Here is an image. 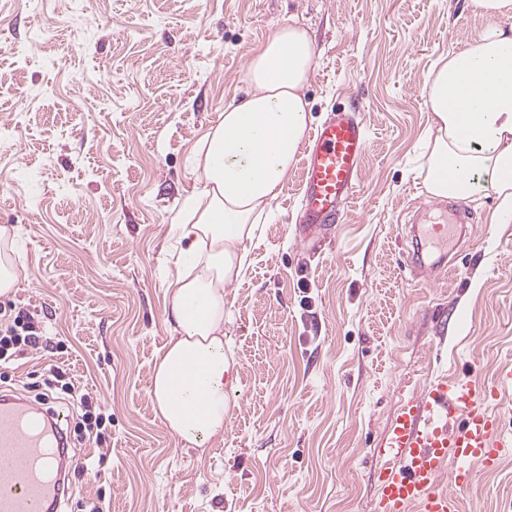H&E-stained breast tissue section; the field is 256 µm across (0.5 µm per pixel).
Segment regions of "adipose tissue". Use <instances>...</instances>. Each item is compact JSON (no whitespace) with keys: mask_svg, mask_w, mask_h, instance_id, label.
<instances>
[{"mask_svg":"<svg viewBox=\"0 0 512 512\" xmlns=\"http://www.w3.org/2000/svg\"><path fill=\"white\" fill-rule=\"evenodd\" d=\"M467 8L484 18L483 29L441 55L424 80L423 186L433 197L493 198L491 223L511 224L512 0H467ZM315 67L305 29H276L247 63L250 93L225 106L193 155L203 185L175 217L184 262L165 290L171 334L149 390L156 417L190 448L224 433L238 381L224 351L225 289L246 276L248 246L307 136L303 90Z\"/></svg>","mask_w":512,"mask_h":512,"instance_id":"adipose-tissue-1","label":"adipose tissue"}]
</instances>
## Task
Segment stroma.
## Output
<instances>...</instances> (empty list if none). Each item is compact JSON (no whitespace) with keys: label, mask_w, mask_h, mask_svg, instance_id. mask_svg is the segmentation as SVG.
I'll return each mask as SVG.
<instances>
[{"label":"stroma","mask_w":512,"mask_h":512,"mask_svg":"<svg viewBox=\"0 0 512 512\" xmlns=\"http://www.w3.org/2000/svg\"><path fill=\"white\" fill-rule=\"evenodd\" d=\"M295 22L318 67L312 123L356 106L369 148L346 219L305 231L299 171L272 202L248 275L226 289L238 370L223 438L189 448L154 415L172 219L196 194L192 156L249 58ZM466 0H0V225L18 233L19 282L0 308L31 313L61 353L22 354L0 390L35 404L58 365L110 422L106 457L72 441L65 512H374L377 450L408 397L441 377L512 364V224L468 203L463 245L424 279L400 270L429 126L425 75L484 27ZM512 459L475 468L462 512H504Z\"/></svg>","instance_id":"obj_1"}]
</instances>
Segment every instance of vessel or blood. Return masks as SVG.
Returning <instances> with one entry per match:
<instances>
[{
  "instance_id": "vessel-or-blood-1",
  "label": "vessel or blood",
  "mask_w": 512,
  "mask_h": 512,
  "mask_svg": "<svg viewBox=\"0 0 512 512\" xmlns=\"http://www.w3.org/2000/svg\"><path fill=\"white\" fill-rule=\"evenodd\" d=\"M368 149L364 124L354 111L337 109L319 125L300 160L302 209L308 227L338 224L356 194ZM468 217L435 222L422 230L425 243L444 247L463 231ZM512 387V365L491 380L442 379L421 399H409L391 419L378 449L385 460L378 472L375 512H461V492L475 467L496 469L512 458V434L503 420L512 403L502 397ZM454 464V486L439 476ZM64 476L57 427L41 408L0 400V512H54Z\"/></svg>"
}]
</instances>
